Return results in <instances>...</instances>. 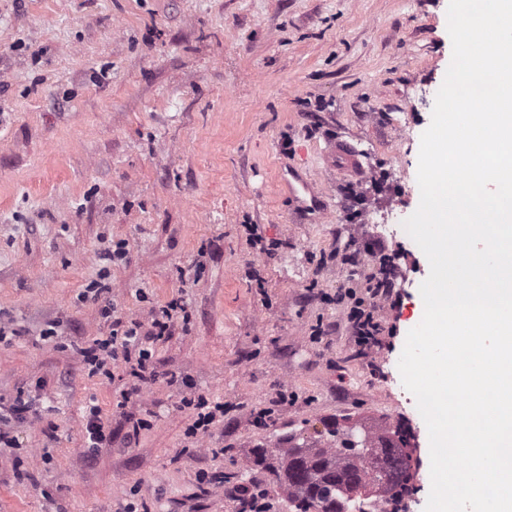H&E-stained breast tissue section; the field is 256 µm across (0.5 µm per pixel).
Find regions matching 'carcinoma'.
I'll return each mask as SVG.
<instances>
[{
    "instance_id": "1",
    "label": "carcinoma",
    "mask_w": 512,
    "mask_h": 512,
    "mask_svg": "<svg viewBox=\"0 0 512 512\" xmlns=\"http://www.w3.org/2000/svg\"><path fill=\"white\" fill-rule=\"evenodd\" d=\"M404 430L390 436L331 429L319 445L290 436L272 452H257L250 464L268 469L287 512H358L360 491L378 489L382 512L412 490V457Z\"/></svg>"
}]
</instances>
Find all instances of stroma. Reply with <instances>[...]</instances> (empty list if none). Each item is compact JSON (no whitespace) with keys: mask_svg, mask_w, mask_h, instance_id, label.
I'll use <instances>...</instances> for the list:
<instances>
[{"mask_svg":"<svg viewBox=\"0 0 512 512\" xmlns=\"http://www.w3.org/2000/svg\"><path fill=\"white\" fill-rule=\"evenodd\" d=\"M448 4L0 0V316L25 331L0 343V398L37 385L45 408L0 450V512H119L135 496L151 512H239L236 487L269 485L246 466L257 449L399 425L416 487L399 512H425L429 435L398 362L430 266L402 223L452 59ZM339 138L364 175L325 168ZM292 167L322 211L292 205ZM114 242L128 255L101 274ZM387 256L394 305L363 353L336 290ZM174 298L189 322L155 341L159 378L116 412L124 368L89 375L77 346L109 335L107 308L143 321ZM190 388L226 407L197 449ZM280 388L293 399L255 425ZM91 399L112 429L94 452ZM128 413L151 422L132 441ZM202 470L223 490L202 492Z\"/></svg>","mask_w":512,"mask_h":512,"instance_id":"1","label":"stroma"}]
</instances>
